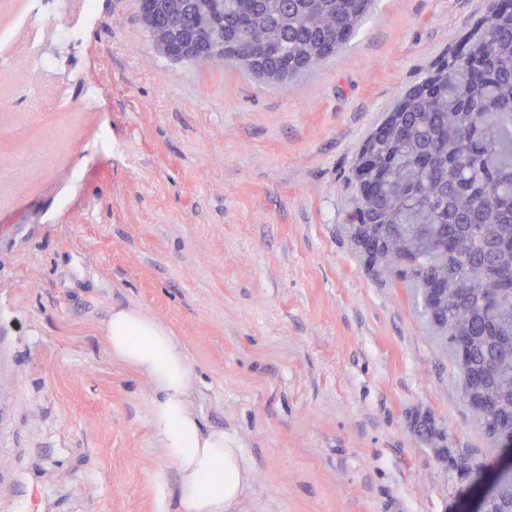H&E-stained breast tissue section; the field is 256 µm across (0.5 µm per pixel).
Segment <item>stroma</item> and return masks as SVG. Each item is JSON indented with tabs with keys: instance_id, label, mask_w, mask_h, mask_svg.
<instances>
[{
	"instance_id": "stroma-1",
	"label": "stroma",
	"mask_w": 512,
	"mask_h": 512,
	"mask_svg": "<svg viewBox=\"0 0 512 512\" xmlns=\"http://www.w3.org/2000/svg\"><path fill=\"white\" fill-rule=\"evenodd\" d=\"M489 0H377L353 39L284 83L167 60L136 0H96L79 54L44 72L68 110L27 130L112 148L61 157L0 203V512H153L175 474L151 384L98 331L134 305L187 343L190 406L252 465L239 512H453L448 448L499 452L462 401L412 288L344 230L364 139ZM95 110L80 106L84 85Z\"/></svg>"
}]
</instances>
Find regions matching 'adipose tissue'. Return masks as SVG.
Instances as JSON below:
<instances>
[{
    "mask_svg": "<svg viewBox=\"0 0 512 512\" xmlns=\"http://www.w3.org/2000/svg\"><path fill=\"white\" fill-rule=\"evenodd\" d=\"M113 361L147 377L152 443L176 465L153 474L154 512H235L251 481L248 457L223 428L190 407L195 374L186 343L135 306L115 307L99 323Z\"/></svg>",
    "mask_w": 512,
    "mask_h": 512,
    "instance_id": "adipose-tissue-1",
    "label": "adipose tissue"
}]
</instances>
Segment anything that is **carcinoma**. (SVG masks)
Returning a JSON list of instances; mask_svg holds the SVG:
<instances>
[{
  "instance_id": "obj_1",
  "label": "carcinoma",
  "mask_w": 512,
  "mask_h": 512,
  "mask_svg": "<svg viewBox=\"0 0 512 512\" xmlns=\"http://www.w3.org/2000/svg\"><path fill=\"white\" fill-rule=\"evenodd\" d=\"M374 0H142L147 34L171 60L251 52L270 81L321 64L357 33ZM451 71L435 65L364 140L351 169L350 237L364 261L412 288L450 352L463 400L495 445L512 436V0H493ZM460 483L471 448L434 449ZM494 512H512V479Z\"/></svg>"
}]
</instances>
